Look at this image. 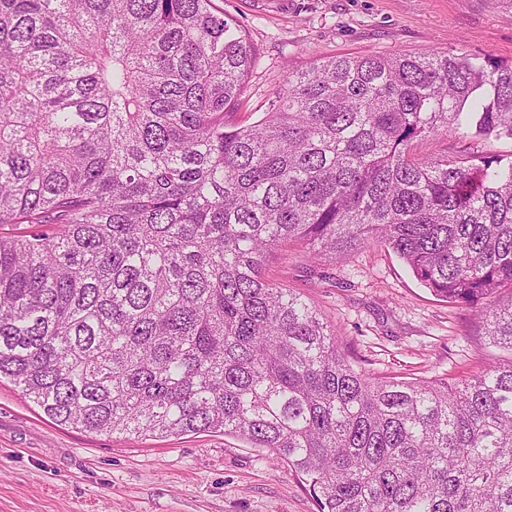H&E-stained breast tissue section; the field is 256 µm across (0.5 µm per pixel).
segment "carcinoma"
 Returning a JSON list of instances; mask_svg holds the SVG:
<instances>
[{
  "instance_id": "cac0c4a2",
  "label": "carcinoma",
  "mask_w": 512,
  "mask_h": 512,
  "mask_svg": "<svg viewBox=\"0 0 512 512\" xmlns=\"http://www.w3.org/2000/svg\"><path fill=\"white\" fill-rule=\"evenodd\" d=\"M213 0H0V377L97 434L236 436L318 512H512V64L335 55L247 126L257 64ZM431 134L460 154L416 159ZM394 251L511 357L455 381L372 377L291 288Z\"/></svg>"
}]
</instances>
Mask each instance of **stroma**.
<instances>
[{"instance_id":"35a3bbf8","label":"stroma","mask_w":512,"mask_h":512,"mask_svg":"<svg viewBox=\"0 0 512 512\" xmlns=\"http://www.w3.org/2000/svg\"><path fill=\"white\" fill-rule=\"evenodd\" d=\"M259 61L236 122L261 118L289 70L339 54L464 51L512 63V0H214ZM335 327L353 364L458 380L503 359L470 308L436 297L392 251L311 264L295 245L265 267ZM267 452L221 433L128 439L64 426L0 380V512H317Z\"/></svg>"}]
</instances>
